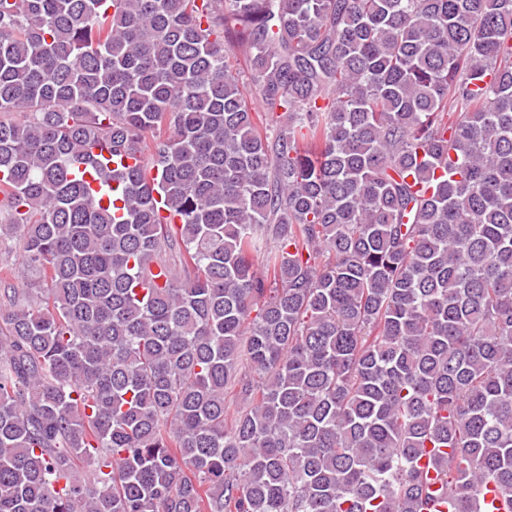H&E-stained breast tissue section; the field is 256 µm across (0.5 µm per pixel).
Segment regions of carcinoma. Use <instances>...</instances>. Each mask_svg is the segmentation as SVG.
<instances>
[{
	"instance_id": "cac0c4a2",
	"label": "carcinoma",
	"mask_w": 512,
	"mask_h": 512,
	"mask_svg": "<svg viewBox=\"0 0 512 512\" xmlns=\"http://www.w3.org/2000/svg\"><path fill=\"white\" fill-rule=\"evenodd\" d=\"M18 235L0 512H512V0H0Z\"/></svg>"
}]
</instances>
